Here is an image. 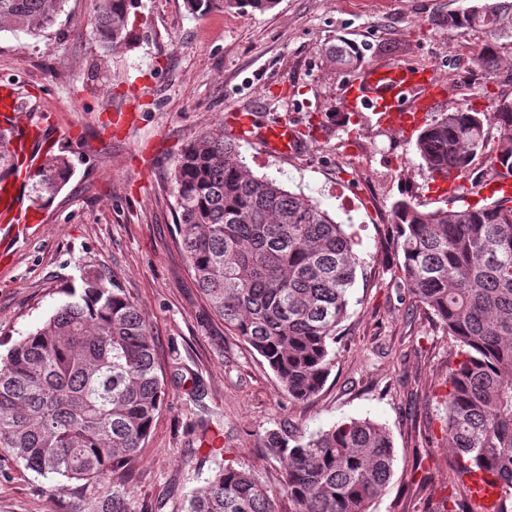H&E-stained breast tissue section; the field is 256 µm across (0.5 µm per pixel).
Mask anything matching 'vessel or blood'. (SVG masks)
I'll list each match as a JSON object with an SVG mask.
<instances>
[{"instance_id":"vessel-or-blood-1","label":"vessel or blood","mask_w":512,"mask_h":512,"mask_svg":"<svg viewBox=\"0 0 512 512\" xmlns=\"http://www.w3.org/2000/svg\"><path fill=\"white\" fill-rule=\"evenodd\" d=\"M435 85V79H418L416 68L403 64L375 65L367 68L362 77L348 82L340 105L351 112H370L380 122L406 131L420 123L422 113L431 111ZM0 129L9 132L12 151L25 154L28 170L35 169L41 158L34 150L39 138L6 93L0 95ZM264 146L270 152L288 154L296 150L297 139L292 128L282 122L267 130ZM26 180V173L15 171L0 179V207L13 214L12 223L0 225V247L8 246L12 237L26 232L32 220L20 197ZM469 484L476 512H495L499 487L493 477L478 473Z\"/></svg>"}]
</instances>
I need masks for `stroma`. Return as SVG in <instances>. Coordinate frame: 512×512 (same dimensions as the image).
Instances as JSON below:
<instances>
[{
  "label": "stroma",
  "mask_w": 512,
  "mask_h": 512,
  "mask_svg": "<svg viewBox=\"0 0 512 512\" xmlns=\"http://www.w3.org/2000/svg\"><path fill=\"white\" fill-rule=\"evenodd\" d=\"M472 0H278L270 10L188 14L184 0H139L134 45L103 49L91 30L96 0H68L45 35L0 34V84H11L23 119L50 124L43 151L69 158L72 176L50 201L27 191L35 226L0 264V355L35 330L87 269L122 288L152 327L165 399L126 481L137 512H177L216 462L256 472L279 512L292 502L283 465L261 446L266 432L326 429L345 418L385 424L394 475L374 512H427L450 499L454 454L443 422L451 343L438 323L394 285L393 203L423 210L483 206L482 195L433 193L415 133L372 113L336 109L353 74L328 51L346 42L364 66L419 68L450 61L424 122L466 102L480 111L512 100V50L487 73L481 35L435 25ZM257 128L288 121L301 147L266 150L239 136L237 115ZM223 126L251 171L301 189L348 224L362 261L331 373L314 398L289 399L265 361L215 317L178 247L170 176L182 148ZM207 442H200V432ZM51 480L0 453V512H68Z\"/></svg>",
  "instance_id": "stroma-1"
}]
</instances>
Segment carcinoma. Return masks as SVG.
<instances>
[{"instance_id": "obj_1", "label": "carcinoma", "mask_w": 512, "mask_h": 512, "mask_svg": "<svg viewBox=\"0 0 512 512\" xmlns=\"http://www.w3.org/2000/svg\"><path fill=\"white\" fill-rule=\"evenodd\" d=\"M68 0H0V32L40 36ZM132 0H98L93 31L103 48L129 44ZM277 0H184L194 17L214 10H269ZM441 23L488 37L478 61L498 63L512 46V0H476ZM336 65L363 57L345 43ZM415 152L430 178L454 176L455 190L480 187L512 170V110L478 112L461 103L423 128ZM486 158L482 174L474 157ZM72 171L61 154L34 174L37 199L54 197ZM180 246L212 312L256 351L288 397L305 401L324 386L332 345L345 320L361 261L353 234L310 197L247 168L223 127L197 135L171 175ZM398 280L452 341L446 431L456 455L453 508L475 512L466 476L499 483L497 512H512V196L476 208L392 206ZM41 327L0 357V451L70 495L69 512H136L114 475L138 455L164 396L152 328L140 308L107 279L86 271L79 287ZM267 454L284 463L283 488L294 512H370L394 475L389 429L369 418L285 437L269 431ZM182 512H277L272 491L253 471L220 466L184 495Z\"/></svg>"}]
</instances>
